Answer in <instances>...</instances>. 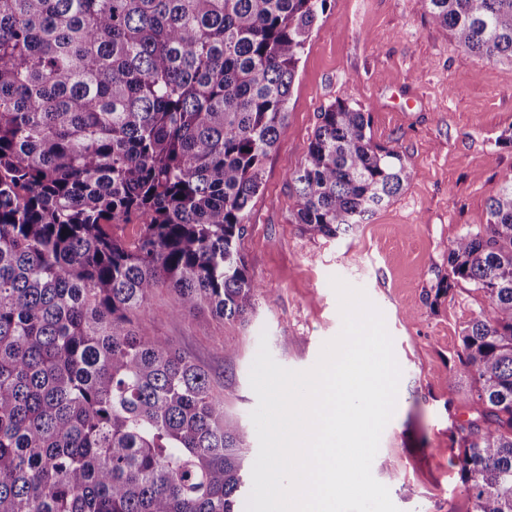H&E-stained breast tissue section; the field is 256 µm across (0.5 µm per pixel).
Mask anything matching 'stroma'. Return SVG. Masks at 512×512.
Instances as JSON below:
<instances>
[{
    "instance_id": "1",
    "label": "stroma",
    "mask_w": 512,
    "mask_h": 512,
    "mask_svg": "<svg viewBox=\"0 0 512 512\" xmlns=\"http://www.w3.org/2000/svg\"><path fill=\"white\" fill-rule=\"evenodd\" d=\"M344 100L371 116L374 142L411 166L410 186L353 233L336 239L292 224L290 172L305 161L323 107ZM288 125L268 156L240 244L260 285L246 322L209 312L172 315L174 294L158 289L148 315L207 370L226 413L242 428L245 458L259 449L249 373L260 339L281 366L306 370L342 327L338 277L363 289L384 315L402 370L397 403L372 462L399 512H473L450 460V430L471 416L472 374L457 352L481 296L459 284L429 298L448 271V249L488 223V204L512 170V62H487L432 22L419 0H330L298 64ZM235 349L221 350L222 340Z\"/></svg>"
}]
</instances>
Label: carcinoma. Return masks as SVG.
<instances>
[{"label":"carcinoma","mask_w":512,"mask_h":512,"mask_svg":"<svg viewBox=\"0 0 512 512\" xmlns=\"http://www.w3.org/2000/svg\"><path fill=\"white\" fill-rule=\"evenodd\" d=\"M327 2L0 0V512H239L244 435L146 314L160 287L175 314L255 309L239 244ZM421 3L469 53L512 60V0ZM411 180L335 101L289 175L292 221L337 238ZM489 214L435 297L484 298L453 465L474 512H512V171ZM132 222L134 241L112 233Z\"/></svg>","instance_id":"obj_1"}]
</instances>
